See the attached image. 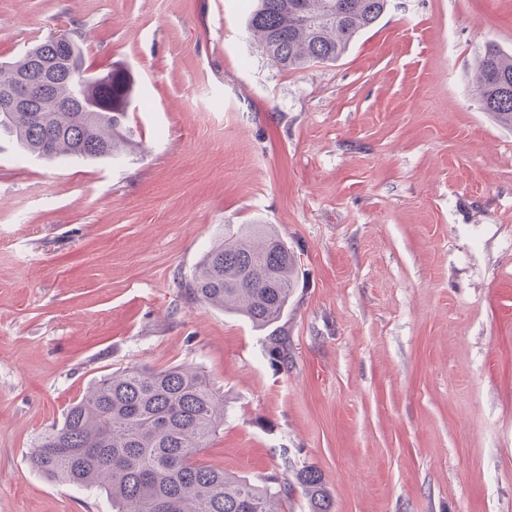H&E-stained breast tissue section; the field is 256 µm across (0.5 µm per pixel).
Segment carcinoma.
<instances>
[{
	"label": "carcinoma",
	"mask_w": 512,
	"mask_h": 512,
	"mask_svg": "<svg viewBox=\"0 0 512 512\" xmlns=\"http://www.w3.org/2000/svg\"><path fill=\"white\" fill-rule=\"evenodd\" d=\"M246 28L276 66L298 70L339 59L352 41L383 15L388 0H251ZM70 63L54 68L40 60L53 50L45 38L0 63V96L24 75L48 84L34 111L0 115V134L36 157L115 160L131 154L126 123L129 77L107 70L104 82L80 85L68 69L85 65L78 33ZM484 111L512 127V53L486 46L475 67ZM104 112L61 110L74 97ZM296 260L288 243L268 224L225 230L195 267L184 288L197 302L243 314L269 329L268 355L288 359V343L274 329L296 287ZM224 426V399L188 367H133L103 376L74 402L61 425L45 434L31 464L70 484L100 487L117 512H274L271 503L300 492L308 512H334L323 474L310 466L279 480L255 482L214 466L200 465L199 452Z\"/></svg>",
	"instance_id": "1"
}]
</instances>
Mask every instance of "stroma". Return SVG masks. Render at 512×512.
I'll return each mask as SVG.
<instances>
[{"label": "stroma", "mask_w": 512, "mask_h": 512, "mask_svg": "<svg viewBox=\"0 0 512 512\" xmlns=\"http://www.w3.org/2000/svg\"><path fill=\"white\" fill-rule=\"evenodd\" d=\"M248 0H0V61L80 31L128 73L113 165L0 139V512H112L29 456L101 376L187 366L224 397L199 463L321 470L335 512H512V128L474 91L512 0H388L336 62L286 71ZM297 260L266 331L183 288L225 226Z\"/></svg>", "instance_id": "35a3bbf8"}]
</instances>
